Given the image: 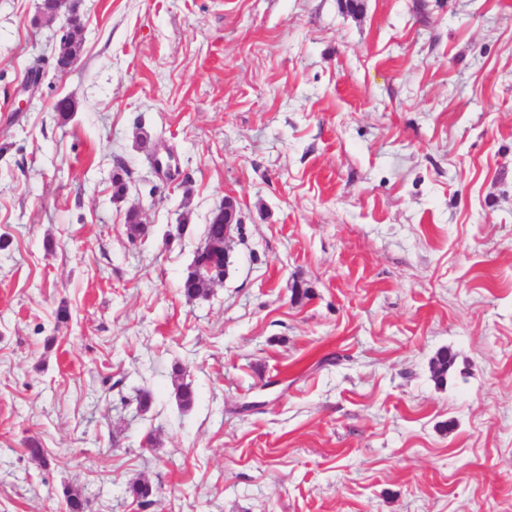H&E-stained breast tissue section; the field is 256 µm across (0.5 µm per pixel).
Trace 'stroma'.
I'll list each match as a JSON object with an SVG mask.
<instances>
[{"label": "stroma", "mask_w": 512, "mask_h": 512, "mask_svg": "<svg viewBox=\"0 0 512 512\" xmlns=\"http://www.w3.org/2000/svg\"><path fill=\"white\" fill-rule=\"evenodd\" d=\"M39 2L0 0V512H512V0H76L65 72ZM240 224H242L241 216L238 215L236 220H228L223 206L222 210L212 214L206 229V241H224V244H228L233 239V235L239 229ZM229 262L228 256V266ZM225 267L223 253L220 254L205 247L198 250L181 283L184 296L190 300L205 297L212 284L224 280L227 271Z\"/></svg>", "instance_id": "35a3bbf8"}]
</instances>
